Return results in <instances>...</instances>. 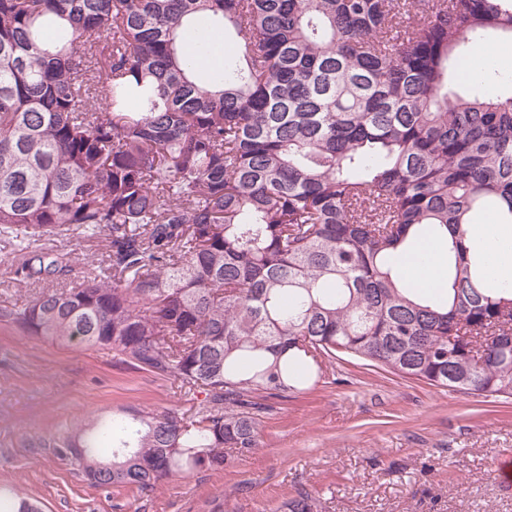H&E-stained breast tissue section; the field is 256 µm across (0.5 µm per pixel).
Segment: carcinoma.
<instances>
[{"label": "carcinoma", "instance_id": "obj_1", "mask_svg": "<svg viewBox=\"0 0 512 512\" xmlns=\"http://www.w3.org/2000/svg\"><path fill=\"white\" fill-rule=\"evenodd\" d=\"M209 15L239 40L199 85ZM512 0H0V235L28 279L80 229L112 272L0 320L106 346L205 395L98 416L60 440L90 484L153 489L257 446L269 397L338 353L512 399V283L488 284L468 229L512 225ZM489 81L508 83L497 96ZM448 287H405L426 242ZM0 512H41L0 493ZM281 512H317L307 491Z\"/></svg>", "mask_w": 512, "mask_h": 512}]
</instances>
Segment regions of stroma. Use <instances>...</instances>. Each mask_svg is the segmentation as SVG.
<instances>
[{
    "instance_id": "stroma-1",
    "label": "stroma",
    "mask_w": 512,
    "mask_h": 512,
    "mask_svg": "<svg viewBox=\"0 0 512 512\" xmlns=\"http://www.w3.org/2000/svg\"><path fill=\"white\" fill-rule=\"evenodd\" d=\"M72 274L16 281L14 243L0 242V308L74 288L107 262L101 239L73 231ZM178 381L124 362L106 347L28 336L0 321V492L45 512H278L302 490L318 512H512L495 478L512 457V402L410 380L345 355L310 389L267 399L256 448L149 492L95 487L56 442L94 414L195 413Z\"/></svg>"
}]
</instances>
